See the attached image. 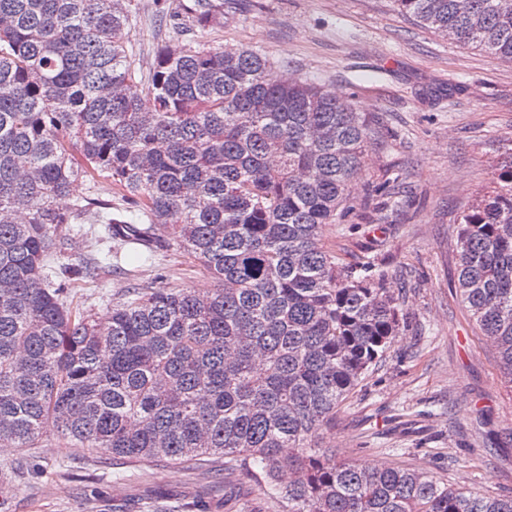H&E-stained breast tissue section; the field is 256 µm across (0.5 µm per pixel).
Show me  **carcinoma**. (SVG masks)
Masks as SVG:
<instances>
[{
    "label": "carcinoma",
    "mask_w": 512,
    "mask_h": 512,
    "mask_svg": "<svg viewBox=\"0 0 512 512\" xmlns=\"http://www.w3.org/2000/svg\"><path fill=\"white\" fill-rule=\"evenodd\" d=\"M419 24L512 61V0H393ZM206 29L224 0H185ZM128 0H0V447L58 434L129 463L167 461L227 483L253 473L273 512H512L429 472L341 461L323 430L403 320L385 273L324 241L350 210L371 139L336 92L266 79L250 49L156 47L138 80ZM110 179L143 224L88 198ZM85 219L151 248L169 229L209 287L146 288L97 321L53 269L59 227ZM458 291L512 383V164L457 227ZM292 483L277 482L283 469ZM109 181L107 178H96L93 182H89L88 180L82 179L75 182L73 185L70 196L59 201V207L66 209L70 207L77 198L90 196L99 198L104 201L112 200V211H114V207H119L123 211L125 215V220L129 222V224H140L139 222V211L136 206L129 200H121L114 196V194L109 191Z\"/></svg>",
    "instance_id": "cac0c4a2"
}]
</instances>
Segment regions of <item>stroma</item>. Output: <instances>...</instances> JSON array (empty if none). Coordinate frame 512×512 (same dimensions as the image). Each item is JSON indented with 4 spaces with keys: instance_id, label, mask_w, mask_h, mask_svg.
I'll return each mask as SVG.
<instances>
[{
    "instance_id": "35a3bbf8",
    "label": "stroma",
    "mask_w": 512,
    "mask_h": 512,
    "mask_svg": "<svg viewBox=\"0 0 512 512\" xmlns=\"http://www.w3.org/2000/svg\"><path fill=\"white\" fill-rule=\"evenodd\" d=\"M166 6L162 21L155 0H131L128 40L141 78L164 38L253 49L269 58V79L322 84L371 122L364 168L350 185L353 209L329 242L346 264L387 274L405 323L323 446L343 460L512 495V384L459 297L456 270L462 212L512 162V63L421 27L391 0H224L223 23L203 31L183 26L176 0ZM61 235V262L107 269L74 295L95 318L134 287L207 285L165 231L150 254L116 237L97 240L82 224L63 225ZM209 483L163 461L130 472L51 428L36 447L0 451V512H178L195 498L202 512H224Z\"/></svg>"
}]
</instances>
